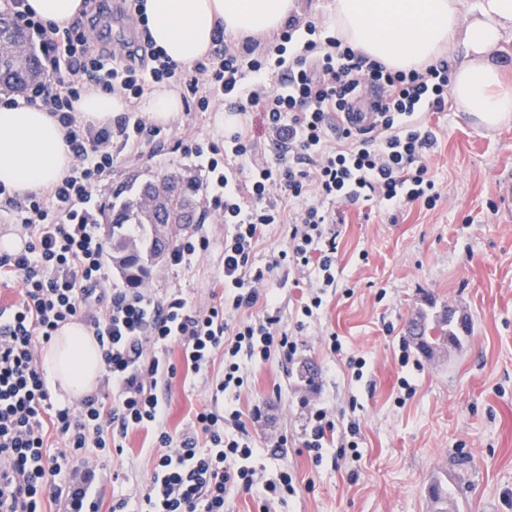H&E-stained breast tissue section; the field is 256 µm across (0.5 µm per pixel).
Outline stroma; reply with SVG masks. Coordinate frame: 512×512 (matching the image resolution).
<instances>
[{
  "instance_id": "1",
  "label": "stroma",
  "mask_w": 512,
  "mask_h": 512,
  "mask_svg": "<svg viewBox=\"0 0 512 512\" xmlns=\"http://www.w3.org/2000/svg\"><path fill=\"white\" fill-rule=\"evenodd\" d=\"M438 142L432 164L441 198L431 209L408 208L396 221L346 207L337 239V290L323 297L317 319L299 337L292 362L279 356L248 365V384L236 406L249 416L257 446L284 435L288 459L267 456L257 467L265 478L288 468L295 492L269 512H435L434 483L454 489L448 512H512V203L503 195L512 182V123L486 129L456 103L431 115ZM202 140L224 133L213 112L185 110L166 125V143L154 158L119 155L98 187L108 203L116 186L134 178L173 173L197 181L193 159L174 153L184 129ZM210 246L191 268L159 258L144 287L162 296L180 292L196 305L214 300V277L224 252V225L217 212L204 215ZM452 311L468 330L460 346L426 354L409 333L418 314ZM342 344L331 353L329 336ZM408 353L400 366V353ZM367 361L355 380L348 360ZM318 375L308 381L306 366ZM221 361L206 377H178L166 393V426L175 432L194 421L203 405L223 408L213 387ZM407 377L413 393L400 389ZM355 412L361 440L359 461L340 460L328 449L321 464L302 452L311 408ZM145 432L129 433L120 455L99 457L105 497L132 495L151 479Z\"/></svg>"
}]
</instances>
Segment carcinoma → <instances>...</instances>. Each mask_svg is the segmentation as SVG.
Here are the masks:
<instances>
[{"label":"carcinoma","mask_w":512,"mask_h":512,"mask_svg":"<svg viewBox=\"0 0 512 512\" xmlns=\"http://www.w3.org/2000/svg\"><path fill=\"white\" fill-rule=\"evenodd\" d=\"M0 30L7 39L28 40L27 34L2 13ZM17 56L9 44L0 48V89H20L40 73L41 64L36 55L23 60ZM160 183L165 185V193L152 205L149 199ZM195 195L193 186L179 187L176 176L171 174L156 175L136 187L126 185L113 194L112 201L106 205V221L112 225L109 258L127 283L136 286L144 283L150 265L163 254L173 225L196 222ZM421 321L423 328L415 337L420 350L429 353L440 345L460 343L452 314L424 316Z\"/></svg>","instance_id":"obj_1"}]
</instances>
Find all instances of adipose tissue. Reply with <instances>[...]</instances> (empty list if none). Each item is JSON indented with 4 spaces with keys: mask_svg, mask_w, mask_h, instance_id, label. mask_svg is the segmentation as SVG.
<instances>
[{
    "mask_svg": "<svg viewBox=\"0 0 512 512\" xmlns=\"http://www.w3.org/2000/svg\"><path fill=\"white\" fill-rule=\"evenodd\" d=\"M296 0H142L155 46L174 62L190 65L214 44L216 28L243 38L281 29ZM360 53L396 70L435 63L463 49L451 72L458 106L483 125L512 121V93L500 88L493 57L504 32L512 31V0H334L326 15ZM75 112L108 123L127 108L125 99L90 87L74 101ZM73 164L65 131L36 106H0V184L20 193L60 180ZM47 383L77 399L101 378V347L81 323L62 327L42 353Z\"/></svg>",
    "mask_w": 512,
    "mask_h": 512,
    "instance_id": "obj_1",
    "label": "adipose tissue"
}]
</instances>
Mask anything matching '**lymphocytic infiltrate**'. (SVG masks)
<instances>
[{
    "mask_svg": "<svg viewBox=\"0 0 512 512\" xmlns=\"http://www.w3.org/2000/svg\"><path fill=\"white\" fill-rule=\"evenodd\" d=\"M24 2L11 0L12 14L37 49L44 76L0 104L50 112L66 131L74 163L59 181L22 197L0 184V200L25 240L20 250L0 253V284L20 286L17 301L0 305V512H43L47 500L63 512H224L232 489L264 508L284 501L295 491L293 478L285 469L275 479L260 476L255 462L263 451L240 410L205 407L185 429H167L164 392L178 368L166 352L180 346L196 375L222 357V394L240 393L246 362L274 353L294 359L296 333L338 285L342 206L373 201L389 214L413 205L430 209L439 200L430 164L437 135L426 116L448 109L447 60L395 70L296 12L265 42L217 33L221 52L190 66L169 59L144 29L140 51L118 61L89 41L83 18L61 26L29 14ZM161 82L178 85L198 112L221 102L260 113L278 148L274 159L254 163L255 142L242 127L226 130L219 143L187 129L174 145L197 159V188L228 227L217 274L223 291L206 306L176 292L159 297L112 288L106 276L94 191L118 155L154 157L162 130L135 112L96 123L74 112L73 103L94 85L138 99ZM273 224L287 225L288 245L256 264L254 249ZM283 268L317 278L291 333L274 296L260 292ZM259 303L262 315L235 320ZM72 322L98 340L112 389L57 406L41 352ZM135 430L151 432L157 447L151 481L138 495L103 504L104 476L88 451L123 454ZM359 434L355 419L319 407L309 413L302 446L318 464L332 440L338 457L357 452Z\"/></svg>",
    "mask_w": 512,
    "mask_h": 512,
    "instance_id": "f902f5d3",
    "label": "lymphocytic infiltrate"
}]
</instances>
